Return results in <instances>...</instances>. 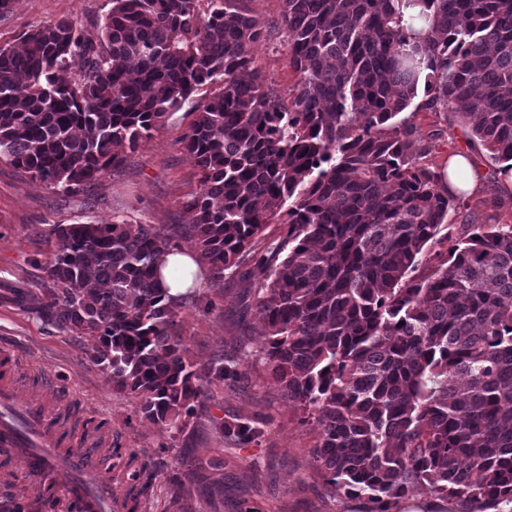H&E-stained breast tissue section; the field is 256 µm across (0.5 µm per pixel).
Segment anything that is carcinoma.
I'll return each instance as SVG.
<instances>
[{"label":"carcinoma","mask_w":512,"mask_h":512,"mask_svg":"<svg viewBox=\"0 0 512 512\" xmlns=\"http://www.w3.org/2000/svg\"><path fill=\"white\" fill-rule=\"evenodd\" d=\"M111 0L89 33L61 19L0 46V160L65 195L87 193L201 86L183 137L200 169L184 201L189 244L213 280L249 260L265 323V359L283 395L318 429L312 466L362 512H397L422 488L450 512L512 503V224L440 232L460 196L421 163L432 146L402 117L451 109L503 176L512 174V0H282L298 73L284 98L264 85L253 47L264 28L248 0ZM429 9L420 40L405 9ZM79 58L82 69L71 72ZM283 235L265 252L253 239ZM40 270L37 317L91 336L92 362L173 433L209 386L241 381L234 359L196 366L156 278L172 237L162 224L58 225ZM448 256L426 279L418 256ZM247 445L263 423L214 418ZM131 486L147 464L112 449ZM45 512H73L40 480Z\"/></svg>","instance_id":"cac0c4a2"}]
</instances>
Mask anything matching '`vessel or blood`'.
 <instances>
[{"mask_svg": "<svg viewBox=\"0 0 512 512\" xmlns=\"http://www.w3.org/2000/svg\"><path fill=\"white\" fill-rule=\"evenodd\" d=\"M61 436L43 401L21 392L18 370L0 378V447L30 475L50 467L67 472L64 493L75 512H113L112 489L95 475L91 459L79 451L56 455Z\"/></svg>", "mask_w": 512, "mask_h": 512, "instance_id": "b4317fda", "label": "vessel or blood"}]
</instances>
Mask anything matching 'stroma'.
<instances>
[{"label":"stroma","mask_w":512,"mask_h":512,"mask_svg":"<svg viewBox=\"0 0 512 512\" xmlns=\"http://www.w3.org/2000/svg\"><path fill=\"white\" fill-rule=\"evenodd\" d=\"M264 27L254 50L256 68L281 96L293 94L298 75L284 47L282 0H249ZM110 0H14L0 16V46L17 45L20 34L62 18L95 32ZM192 120L187 109L167 115L150 138L126 155L119 172L92 191L65 196L0 160V358L11 356L26 372L25 389L39 391L55 413L77 408L102 423L96 438L77 441L90 451L97 473L112 492L126 496L122 469L107 470L112 448H124L151 471L152 486L138 512H357V501L332 496L311 466L317 436L302 425L298 407L273 382L262 354L264 323L247 282L264 279L261 267L229 269L218 284L196 291L179 312L177 331L190 360L209 363L216 355L236 358L245 374L239 385L212 386L190 425L179 434L142 417L139 402L117 388L91 361L92 338L37 318L38 266L51 253L58 224H108L124 215L134 224H185L183 203L199 187L196 162L182 139ZM416 136L433 145L426 158L437 166L449 152L467 153L481 174L476 193L449 211L452 224H512V192L502 188L488 152L468 143L450 112L419 111L410 117ZM243 416L264 422L261 443L239 446L214 433L210 417ZM13 495L25 512H43L38 491L22 463L0 474V499Z\"/></svg>","instance_id":"obj_1"}]
</instances>
